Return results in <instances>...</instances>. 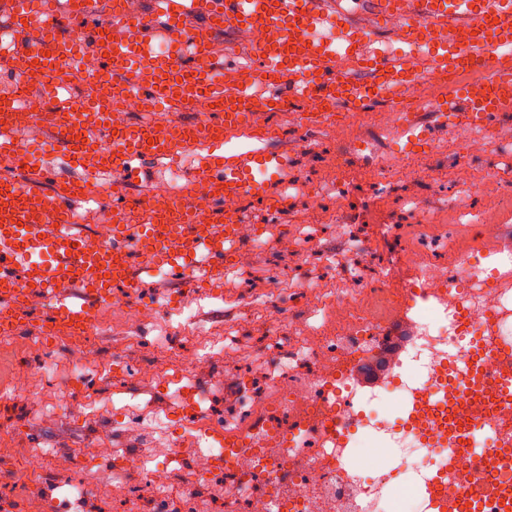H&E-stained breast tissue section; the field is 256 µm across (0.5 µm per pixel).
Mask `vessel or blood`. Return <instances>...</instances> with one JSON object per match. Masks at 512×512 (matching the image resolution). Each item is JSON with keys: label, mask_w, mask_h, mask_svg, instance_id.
Returning a JSON list of instances; mask_svg holds the SVG:
<instances>
[{"label": "vessel or blood", "mask_w": 512, "mask_h": 512, "mask_svg": "<svg viewBox=\"0 0 512 512\" xmlns=\"http://www.w3.org/2000/svg\"><path fill=\"white\" fill-rule=\"evenodd\" d=\"M374 17L400 19L398 40L403 50L378 54L374 34L355 22L341 0H153L144 16L126 14L123 0H0V13L13 25L38 32L39 43L25 60L38 70L62 71L74 49L75 32L99 38L116 23L126 31L123 40H105L102 75L113 93L128 95L127 76L137 73L139 88L159 97H180L186 91L209 95L216 110L204 123L181 127L166 121L161 127L128 123L114 136L116 151L105 152L98 143L105 129V112H89L79 104L62 101L53 125L54 134L44 153L33 152L22 131H36L40 121L22 127L7 120L0 100V329L19 330L35 306V293L58 295L59 301L42 323L47 333L88 328L89 302L110 296L112 289L139 293L131 253L163 265L169 278L188 282L200 253L214 256L211 276L223 273L224 241L235 233L224 217V198L242 192L268 199L269 177L287 170L283 156L266 150L217 157V149L233 137L254 134L251 120L259 119L270 104L304 94L316 106L329 110L346 104L365 108L383 102L386 109L413 124L416 115L402 109L409 93L407 62L418 48L426 50V65L442 76L471 71L484 75L481 85H453L449 95L424 103L422 110L435 120L460 109L468 125L485 126L512 101V0H372ZM201 23L208 39L224 32L245 30L252 36L239 65L238 92L225 94V64L209 58L207 66L181 70L175 55L187 47L189 24ZM160 31L168 53L156 49L152 31ZM353 60L354 76L336 74V60ZM288 64L301 75L298 88L279 89L265 68ZM206 139L210 152L197 173L214 203L213 221L198 224L182 201L163 209L146 206L132 193H113L112 245L89 250L73 224L81 181L57 179L46 156H65L73 166L90 173L112 168L121 182L134 185L141 178L142 159L157 155L176 157L187 133ZM29 150L28 178L18 186L8 168L20 150ZM456 411L475 397L479 386L465 371L453 380Z\"/></svg>", "instance_id": "vessel-or-blood-1"}]
</instances>
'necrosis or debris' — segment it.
Masks as SVG:
<instances>
[{"mask_svg": "<svg viewBox=\"0 0 512 512\" xmlns=\"http://www.w3.org/2000/svg\"><path fill=\"white\" fill-rule=\"evenodd\" d=\"M68 66L75 79L54 82L44 71H14L15 122L37 114L54 120L53 98L78 103L111 98L106 81L85 84L97 73L99 56L82 42ZM211 100L186 105H150L138 91L110 107L109 125L124 126L131 116L144 123L192 112L204 118ZM398 113L356 112L344 107L322 123L297 125L295 146L302 158L323 168L322 180L296 175L273 194L274 206L256 219L245 196L224 199V216L238 234L224 244V281L233 284L225 306L234 314L224 333L178 347L175 333H189L191 313L212 298L204 259L193 284L178 293L144 301L113 291L92 314L88 331L26 339L0 333V371L13 394L37 393L41 404L66 406L76 419L96 417L108 404L85 385L98 370L97 340L103 331L125 338L112 354V369L128 384L163 386L164 408L140 414L134 405L117 411L118 423L170 434L171 446L144 456L116 448L100 458V443L75 451L70 473L48 468L49 449L33 446L26 430H4L0 441L16 446L29 475L23 488L39 496L67 490L71 512H85L94 487L111 480L146 495L151 512H467L471 477L485 483L484 512H498L504 482L495 459L481 471L467 459L477 445L512 455V414L494 410L491 400L469 404L466 415L448 411L431 395L447 389L448 378L464 367L491 374L501 369L500 353L512 348V234L490 223L488 210L512 215V134L490 124L470 131V145L489 157L475 165L470 145L451 146L418 133L417 148L389 155L373 145L401 127ZM335 150H326L327 142ZM206 149L186 151L171 161L166 179L147 185L140 196L161 209L186 198L196 223L211 221V204L189 167ZM453 158L451 183L439 180L440 157ZM373 182L371 201L381 207L387 189L409 179L415 193L406 202L413 217L410 233L398 224L329 223L334 248H327L306 224L286 219L288 204L302 199L318 211L327 195L344 203L356 174ZM435 195L442 208L427 207ZM488 202L477 210L472 199ZM292 253L293 266L281 264ZM267 266L266 286L255 291L242 272L254 262ZM266 331L253 357L241 340L258 321ZM152 332L149 344L140 341ZM23 349L25 366L7 362L4 351ZM224 364V406L198 391L197 378L214 360ZM258 360L261 372L249 369ZM352 428L336 432L333 422ZM210 491L201 499L199 486Z\"/></svg>", "mask_w": 512, "mask_h": 512, "instance_id": "necrosis-or-debris-1", "label": "necrosis or debris"}]
</instances>
